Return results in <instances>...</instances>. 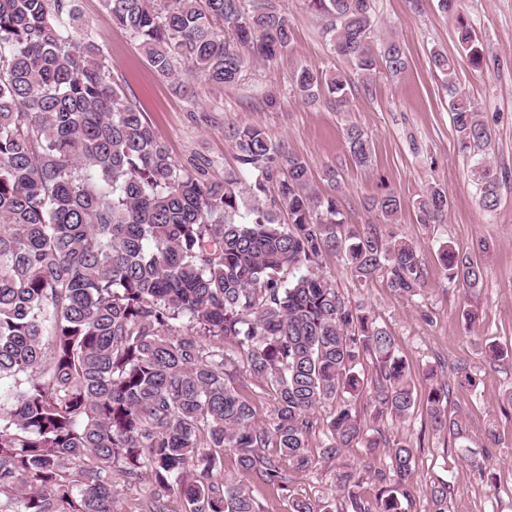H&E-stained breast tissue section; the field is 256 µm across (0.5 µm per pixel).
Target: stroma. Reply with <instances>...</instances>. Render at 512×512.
Masks as SVG:
<instances>
[{
    "label": "stroma",
    "instance_id": "35a3bbf8",
    "mask_svg": "<svg viewBox=\"0 0 512 512\" xmlns=\"http://www.w3.org/2000/svg\"><path fill=\"white\" fill-rule=\"evenodd\" d=\"M373 4L378 36L398 39L408 65L395 78L380 74L373 96L353 94L340 112L328 102L306 104L292 89L293 75L302 67L315 73L352 70L345 58L332 53L321 22L305 0H281L294 22L290 50L273 62L251 64L237 84L210 89L195 104L156 74L99 0H81L113 83L144 112L177 163L209 162L218 179L238 174L225 129L262 127L306 160L319 194L342 192L347 224L377 223L383 234L414 243L424 263V283L413 298L389 288L380 275L358 280L336 257H327L320 266L345 299L364 305L386 325L415 387L418 409L408 417L374 420L363 395L355 404L357 414L363 424L379 425L388 440L403 439L413 448L416 493L411 512H430L427 492L441 482L448 486V512H512V359L494 366L485 359L489 345L512 347V0H462L461 12L484 55L478 67L460 48L455 22L439 11L437 0ZM436 50L454 59L458 87L491 131L485 154L502 177L493 213L479 205L472 175L475 151L458 147L442 78L430 62ZM350 124L369 135V167H357L347 152L344 129ZM432 184L448 195V219L425 226L416 219L415 202ZM386 188L401 198L403 207L396 223L384 225L364 202ZM446 241L470 251L481 266L483 284L477 291L449 283L438 260ZM467 309L478 314L471 328L462 316ZM432 384L447 387L443 406L463 422L464 437L432 430L425 411ZM491 424L499 434L495 446L485 437ZM365 462L380 468L387 458L381 453L369 458L353 447L342 459H321L306 471L287 469L288 490L282 493L255 478H242L228 451L224 478L246 481L265 512H290L294 497L342 512L344 498L336 476L344 465Z\"/></svg>",
    "mask_w": 512,
    "mask_h": 512
}]
</instances>
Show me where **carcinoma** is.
Returning a JSON list of instances; mask_svg holds the SVG:
<instances>
[{
    "mask_svg": "<svg viewBox=\"0 0 512 512\" xmlns=\"http://www.w3.org/2000/svg\"><path fill=\"white\" fill-rule=\"evenodd\" d=\"M154 71L196 101L208 86L239 82L252 63L291 48L294 27L277 0H100ZM328 22L332 47L354 65L344 73L300 68L305 103L326 96L339 111L352 91L371 96L381 71L407 66L401 43L373 41L371 0H307ZM455 17L471 61L482 51L460 0H438ZM448 92L462 150L491 132L456 85V65L431 55ZM352 161L367 167L371 143L345 128ZM228 139L254 195L278 190L274 209L247 207L238 180L169 155L143 112L109 78L104 50L78 0H0V512H115L114 474L148 478V512H260L246 484L228 483L224 449L238 470L281 492L282 464L306 470L315 409L336 404L320 457L337 460L384 435L368 432L347 396L364 388L359 366L376 370L374 416H406L416 404L395 340L371 311L347 303L319 274L327 253L354 277L383 273L410 297L423 282L416 246L386 239L374 224L344 221L341 194L319 195L305 161L264 128L236 126ZM485 212L499 175L477 163ZM391 223L402 201L386 190L366 202ZM420 224H441L448 198L430 186L416 201ZM284 211L282 223L275 211ZM448 280L475 291L482 270L448 243ZM250 385L272 398L258 421ZM434 387L427 415L463 437ZM413 449L398 441L386 468L338 475L346 512H410ZM434 512H448V485L430 488Z\"/></svg>",
    "mask_w": 512,
    "mask_h": 512,
    "instance_id": "1",
    "label": "carcinoma"
}]
</instances>
